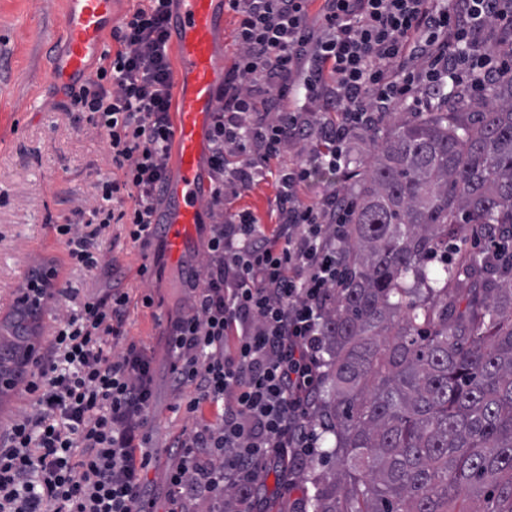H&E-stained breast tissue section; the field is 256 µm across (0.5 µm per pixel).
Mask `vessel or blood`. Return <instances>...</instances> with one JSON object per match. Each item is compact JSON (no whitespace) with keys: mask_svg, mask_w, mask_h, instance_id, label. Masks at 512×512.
Listing matches in <instances>:
<instances>
[{"mask_svg":"<svg viewBox=\"0 0 512 512\" xmlns=\"http://www.w3.org/2000/svg\"><path fill=\"white\" fill-rule=\"evenodd\" d=\"M119 0H66L61 26L63 52L48 78L60 85L87 80L88 63L101 56L108 30L118 17ZM219 0H179L175 31L177 114L172 144L177 178L166 185L156 231L175 263L196 281L202 256L198 248L205 212L201 193L202 160L224 81V55L218 48Z\"/></svg>","mask_w":512,"mask_h":512,"instance_id":"1","label":"vessel or blood"}]
</instances>
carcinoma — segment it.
Wrapping results in <instances>:
<instances>
[{"instance_id":"carcinoma-1","label":"carcinoma","mask_w":512,"mask_h":512,"mask_svg":"<svg viewBox=\"0 0 512 512\" xmlns=\"http://www.w3.org/2000/svg\"><path fill=\"white\" fill-rule=\"evenodd\" d=\"M341 190V283L316 401L334 446L303 512H512V253L463 248L477 224L512 239V74L487 98L453 88L397 117Z\"/></svg>"}]
</instances>
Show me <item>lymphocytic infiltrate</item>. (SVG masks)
I'll return each instance as SVG.
<instances>
[{
    "instance_id": "1",
    "label": "lymphocytic infiltrate",
    "mask_w": 512,
    "mask_h": 512,
    "mask_svg": "<svg viewBox=\"0 0 512 512\" xmlns=\"http://www.w3.org/2000/svg\"><path fill=\"white\" fill-rule=\"evenodd\" d=\"M224 0L239 16V54L217 92L209 135L208 215L201 274L186 313L168 320L169 381L192 421L164 474L171 512H197L225 488L227 512H252L264 473H297L317 448L311 412L320 388L327 303L340 285L345 214L338 195L304 200L320 173L348 175L347 141L447 83L477 97L512 51L483 54L486 28L512 32L504 0ZM174 0H147L112 29L94 78L70 90L107 145L111 175L88 219L54 225L68 264L95 273L113 225L152 246L169 181ZM301 162L277 161L285 148ZM241 157L232 167L229 156ZM276 179L278 224L224 210L227 194ZM52 332L26 374L23 407L0 422V512H156L148 477L154 370L127 340L131 297L112 287L50 295Z\"/></svg>"
}]
</instances>
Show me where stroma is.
<instances>
[{"label": "stroma", "instance_id": "35a3bbf8", "mask_svg": "<svg viewBox=\"0 0 512 512\" xmlns=\"http://www.w3.org/2000/svg\"><path fill=\"white\" fill-rule=\"evenodd\" d=\"M64 10L65 0H54L47 10L38 0H0V308L8 304L33 260L62 255L53 225L89 209L97 181L111 171L101 138L62 110L68 86L46 77L53 57L62 53ZM275 195L276 183L270 177L250 184L225 206L250 211L259 223L274 224ZM112 233L115 242L101 246L107 273L93 276L65 265L59 279L89 290L118 286L130 294L127 337L146 347L155 372L151 444L157 460L149 477L157 491L158 512H167L163 477L175 463L171 446L189 422L172 410L175 396L163 328L167 319L187 311L188 287L165 251L159 255L158 277L142 282L137 274L143 262L140 248L125 237L122 226H113ZM146 292L154 296L153 307L140 303ZM332 469V463L317 456L305 476L292 483L262 478L263 512H298L312 479Z\"/></svg>", "mask_w": 512, "mask_h": 512}]
</instances>
